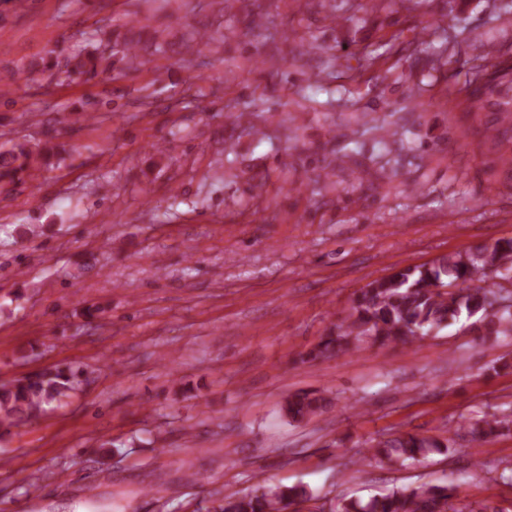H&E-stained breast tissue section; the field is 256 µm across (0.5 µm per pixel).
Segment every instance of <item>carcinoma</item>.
<instances>
[{"label":"carcinoma","instance_id":"cac0c4a2","mask_svg":"<svg viewBox=\"0 0 512 512\" xmlns=\"http://www.w3.org/2000/svg\"><path fill=\"white\" fill-rule=\"evenodd\" d=\"M47 68L81 77L90 82L112 72V37L85 53L57 55ZM471 84V107L486 106L495 112H512V69L492 78L477 73ZM49 151L17 142L0 150V183L14 184L24 174L48 165ZM512 272V239L492 245L478 244L464 252L441 256L429 264L400 269L374 280L360 289L347 321L325 336L318 354L347 352L365 342L386 344L414 342L429 329L454 324L462 315L478 317L489 335H512V311L490 314L487 299L502 292L482 286L492 273ZM460 283L450 292L446 287ZM79 384L78 375L69 367H56L0 384V426H11L41 412L46 405H61ZM331 404L323 392L293 394L282 410L292 423H301L323 412ZM512 428L507 418L485 417L470 424V433L487 440ZM443 441L416 433H400L369 448L372 456L393 465H405L432 453L448 452ZM458 487L420 485L391 490L368 498H345L330 512H456L454 501ZM312 499L303 486L265 485L249 493L227 495L220 512H286L291 504Z\"/></svg>","mask_w":512,"mask_h":512}]
</instances>
